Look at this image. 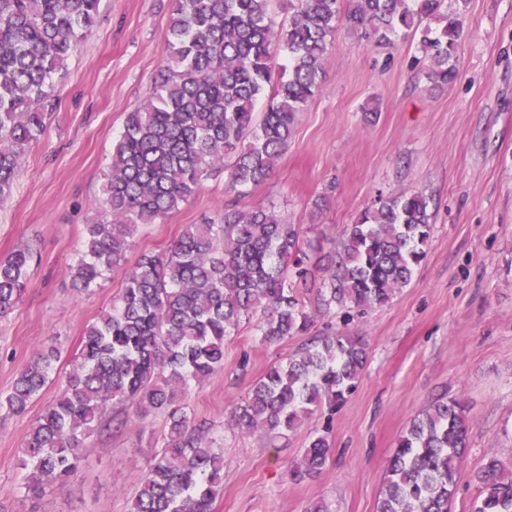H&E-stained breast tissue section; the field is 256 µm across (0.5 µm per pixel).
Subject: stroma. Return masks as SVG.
<instances>
[{"label": "stroma", "mask_w": 512, "mask_h": 512, "mask_svg": "<svg viewBox=\"0 0 512 512\" xmlns=\"http://www.w3.org/2000/svg\"><path fill=\"white\" fill-rule=\"evenodd\" d=\"M172 8L173 0H100L90 33L55 79L46 131L0 202V259L21 246L35 253L22 301L0 320V394L38 350L61 352L24 414L0 412V512H128L136 478L161 446L163 414L107 409L112 428L87 435L76 471L39 499L23 496L28 433L58 395L86 326L124 288L118 273L87 292L72 288L71 267L104 202L112 138L153 94L166 63ZM462 20L457 78L442 87L426 78L418 37L376 46L339 29L287 151L239 199L241 209L268 207L302 225L319 280L346 225L377 195L422 193L433 234L388 306L346 326L317 316L316 330L364 337L367 363L335 415L316 413L277 447L231 427L229 409L305 339L261 343L250 320L227 337L223 369L193 383L187 398L224 452V493L213 512H304L317 500L329 512H375L398 436L443 395L463 403L470 426L451 512H470L472 475L489 456L512 463V0H466ZM225 201L223 176L204 179L179 210L140 226L129 260L165 250L182 225L215 216ZM321 430L332 447L325 467L292 481L289 467Z\"/></svg>", "instance_id": "stroma-1"}]
</instances>
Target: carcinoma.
Masks as SVG:
<instances>
[{
    "instance_id": "cac0c4a2",
    "label": "carcinoma",
    "mask_w": 512,
    "mask_h": 512,
    "mask_svg": "<svg viewBox=\"0 0 512 512\" xmlns=\"http://www.w3.org/2000/svg\"><path fill=\"white\" fill-rule=\"evenodd\" d=\"M100 0H0V201L13 192L32 143L45 132L54 76L90 32ZM174 0L165 39L167 64L153 95L126 113L112 140L104 204L85 225L72 271L84 291L120 273L125 288L87 325L65 386L32 426L21 464L25 498H39L76 467L83 439L109 426L107 403L145 417H167L162 450L137 478L129 512H212L224 493V455L184 403L190 385L224 368V340L258 317L257 335L280 342L305 335L333 308L350 320L389 304L409 284L431 238L426 198L378 196L347 225L327 277L310 282L307 240L298 224L265 208H220L217 218L185 224L165 250L128 265L141 224L177 211L203 179L224 171V190L243 194L264 182L288 147L299 112L320 90L339 27L387 45L420 33L435 85L456 76L460 8L445 0ZM288 71L273 79L271 47ZM269 106L256 116L258 100ZM34 262L28 247L0 261V319L17 307ZM53 347L17 374L0 409L20 414L46 385ZM367 361L360 336H312L286 364L271 366L232 406L231 426L273 442L319 410L340 407L357 389ZM469 422L455 399L438 400L408 422L389 459L376 512H451ZM327 433L310 437L290 468L301 480L321 472ZM472 512H512V468L490 457L474 474Z\"/></svg>"
}]
</instances>
